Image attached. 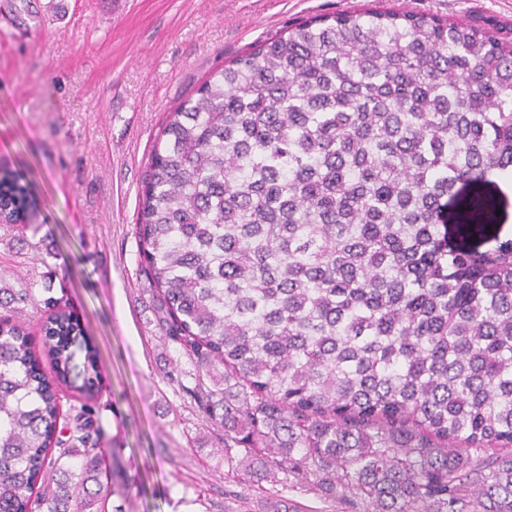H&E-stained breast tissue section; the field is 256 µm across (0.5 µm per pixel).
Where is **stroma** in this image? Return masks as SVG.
I'll list each match as a JSON object with an SVG mask.
<instances>
[{
  "mask_svg": "<svg viewBox=\"0 0 512 512\" xmlns=\"http://www.w3.org/2000/svg\"><path fill=\"white\" fill-rule=\"evenodd\" d=\"M425 12L512 39V0H0V167L33 206L28 240L0 224V279L33 280L18 313L36 349L46 295L67 300L95 345L104 466L136 484L102 512H371L344 486L290 475L246 479L224 460L216 428L178 388L195 367L152 321L136 225L149 155L168 112L211 71L316 15ZM179 382H172V375Z\"/></svg>",
  "mask_w": 512,
  "mask_h": 512,
  "instance_id": "obj_1",
  "label": "stroma"
}]
</instances>
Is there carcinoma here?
Listing matches in <instances>:
<instances>
[{"mask_svg":"<svg viewBox=\"0 0 512 512\" xmlns=\"http://www.w3.org/2000/svg\"><path fill=\"white\" fill-rule=\"evenodd\" d=\"M512 176V39L413 12L314 16L162 126L136 233L171 377L248 477L338 471L374 512H512V240L448 241ZM477 194L464 237L484 235ZM30 197L0 168V222ZM0 284V310L35 300ZM49 369L0 320V512H98L96 347L48 297ZM79 402L61 439L60 393ZM135 478L112 464V493Z\"/></svg>","mask_w":512,"mask_h":512,"instance_id":"1","label":"carcinoma"}]
</instances>
